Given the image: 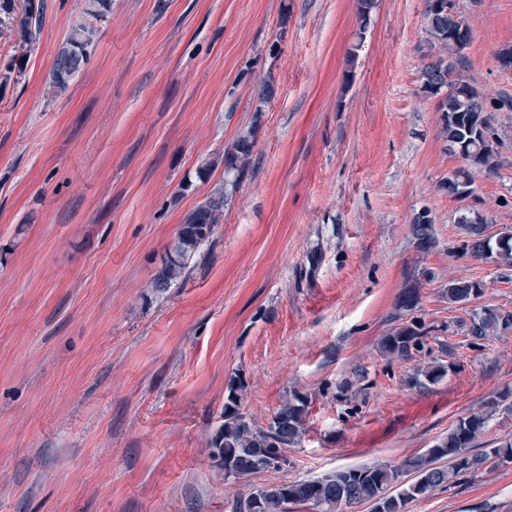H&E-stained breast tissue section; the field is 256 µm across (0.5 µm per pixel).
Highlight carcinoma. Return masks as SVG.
Returning a JSON list of instances; mask_svg holds the SVG:
<instances>
[{"label": "carcinoma", "instance_id": "carcinoma-1", "mask_svg": "<svg viewBox=\"0 0 512 512\" xmlns=\"http://www.w3.org/2000/svg\"><path fill=\"white\" fill-rule=\"evenodd\" d=\"M428 21V62L423 65L422 77L427 83H439L448 93L439 101L443 112L442 135L448 143V152L459 156L464 166L456 169L442 183L441 188L459 200L472 193L474 175L490 174L498 170L499 161L494 144L486 143L493 137L491 116L487 112H512V96L506 95L488 102L470 83L461 70L463 50L469 40V31L458 16L453 0H425ZM42 23L41 12L28 7L20 24L19 49L25 56L34 46V31ZM95 28L82 22L74 25L65 43L59 48L49 78V87L56 93L67 90L69 82L78 75L88 59ZM254 142L249 135L238 137L225 155V169L241 170L250 163ZM228 195L218 193L198 206L177 232L167 263L155 279L154 288L164 290L181 277L198 246L211 234L224 213ZM457 223L464 226L471 249L478 252L484 219L469 208L459 214ZM477 285L459 280L448 281V301L460 303L469 300ZM512 327V315H484L470 325L469 333L482 338L497 330ZM418 329L399 328L384 338L383 350L399 358L410 356L422 344ZM241 383L230 382L224 404V425L215 437L214 445L220 464L228 477H239L260 472L274 465L273 456L285 452L302 434L308 415V403L296 396L284 404L272 417L265 431H255L240 412L238 390ZM498 402L490 400L487 410L472 412L462 417L449 429L448 435L438 441L427 453L406 460L399 468L387 466L358 467L338 470L315 480L261 487L234 506V512H286L292 504H311L321 512H333L341 505L372 502L382 506V512H405L408 502L437 488H445L464 474H476L485 467L492 468L512 463V445L492 448L470 455L467 449L485 430L491 409ZM446 459L448 465L437 462ZM404 473L415 475L414 480L401 482Z\"/></svg>", "mask_w": 512, "mask_h": 512}]
</instances>
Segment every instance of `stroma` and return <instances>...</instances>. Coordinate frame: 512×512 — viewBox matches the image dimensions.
<instances>
[{
  "label": "stroma",
  "mask_w": 512,
  "mask_h": 512,
  "mask_svg": "<svg viewBox=\"0 0 512 512\" xmlns=\"http://www.w3.org/2000/svg\"><path fill=\"white\" fill-rule=\"evenodd\" d=\"M0 13V512H232L256 488L399 467L500 397L479 453L512 441V266L476 258L457 217L512 231V112L492 121L497 173L459 201L461 161L424 92L425 0H112L84 70L48 88L89 0ZM463 76L512 95V0H455ZM252 135L250 164L224 155ZM230 199L170 288L151 283L184 218ZM428 212L422 249L414 219ZM481 294L448 300L449 280ZM411 307H403L406 295ZM400 327L410 358L382 353ZM442 365L436 383L421 370ZM267 428L308 401L288 463L225 477L212 456L230 380ZM406 512H512V463L461 477ZM42 23L41 12L33 7L30 2L28 10L25 13V17L22 19L20 24L21 40L19 42V49L21 55H27L34 46L35 32L40 28ZM34 29V32H33ZM512 327V315L499 316L494 313L485 314L479 321L473 320L470 325L469 333L471 336L482 338L488 336L490 332L497 330H507ZM423 335L417 328L403 327L396 329L384 338L383 350L391 356L409 357L412 350L423 343Z\"/></svg>",
  "instance_id": "obj_1"
}]
</instances>
